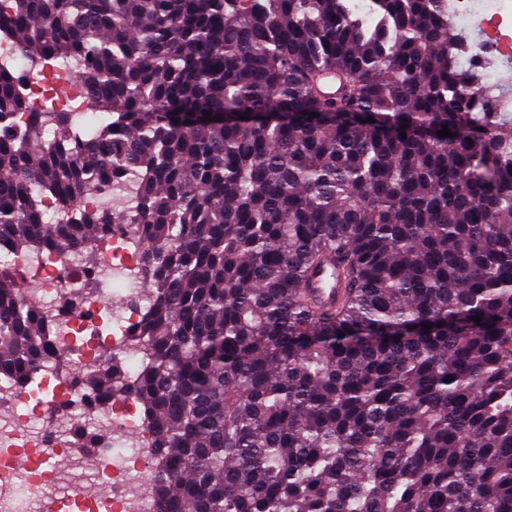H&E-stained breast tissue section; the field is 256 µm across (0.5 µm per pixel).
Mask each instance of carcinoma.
<instances>
[{"instance_id":"cac0c4a2","label":"carcinoma","mask_w":512,"mask_h":512,"mask_svg":"<svg viewBox=\"0 0 512 512\" xmlns=\"http://www.w3.org/2000/svg\"><path fill=\"white\" fill-rule=\"evenodd\" d=\"M2 29L98 121L0 68V378L51 348L14 262L95 267L131 201L143 362L85 386L143 405L153 512H512V118L443 0H0ZM483 89L488 112L512 113V88L508 89L500 86L496 81L491 79Z\"/></svg>"}]
</instances>
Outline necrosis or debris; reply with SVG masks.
Segmentation results:
<instances>
[{
  "label": "necrosis or debris",
  "instance_id": "1",
  "mask_svg": "<svg viewBox=\"0 0 512 512\" xmlns=\"http://www.w3.org/2000/svg\"><path fill=\"white\" fill-rule=\"evenodd\" d=\"M448 16L459 21L484 15L481 31L472 35L474 48L467 59L477 67L512 69V0H446ZM0 65L23 76L33 107L50 112H81L85 90L69 69L31 70L10 37L0 38ZM96 281H89L77 252L66 260L32 252L16 271L27 297L48 308L53 316L52 407L42 430L35 431L17 412L14 386L0 380V512H18L28 506L40 512L45 500L63 490H74L88 480H99L103 492L95 512H152V501L141 478L154 468L156 454L143 428L135 397L112 405L88 401L82 379L97 369L109 353H120L133 364L138 355L127 342L146 304L112 311V345L98 349L103 336L101 298L111 286L135 295L141 281L136 227L116 224L112 240L102 245ZM91 423V448L75 440L77 419Z\"/></svg>",
  "mask_w": 512,
  "mask_h": 512
}]
</instances>
